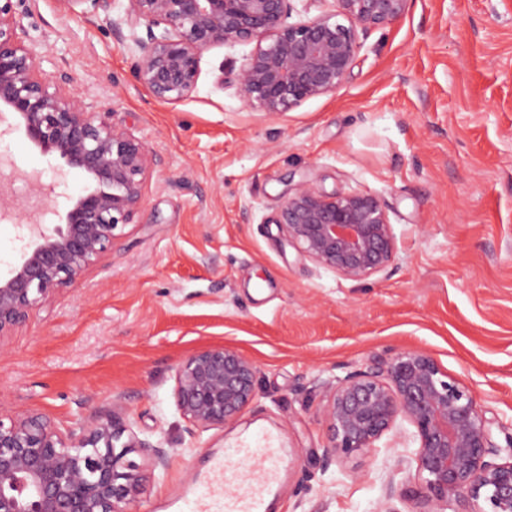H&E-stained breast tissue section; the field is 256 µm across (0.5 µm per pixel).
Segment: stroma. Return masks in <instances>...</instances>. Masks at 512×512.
I'll return each mask as SVG.
<instances>
[{
	"mask_svg": "<svg viewBox=\"0 0 512 512\" xmlns=\"http://www.w3.org/2000/svg\"><path fill=\"white\" fill-rule=\"evenodd\" d=\"M23 19L47 77L142 140L154 160L144 206L82 279L0 338V416L37 412L61 431L116 417L169 451L131 512H179L186 485L226 447L276 438L288 458L273 512H422L408 424L368 454L325 453L322 380L423 350L512 432V0H411L369 31L335 93L269 117L233 83L252 47L205 51L195 92L153 98L132 76L131 43L104 17L27 0ZM0 157L20 173L0 220V276L37 218V184L57 158L16 131ZM383 202L398 252L348 280L280 234L288 188ZM214 344L258 368L234 425L192 430L174 398L177 364Z\"/></svg>",
	"mask_w": 512,
	"mask_h": 512,
	"instance_id": "1",
	"label": "stroma"
}]
</instances>
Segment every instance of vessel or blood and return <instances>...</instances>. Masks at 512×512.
Wrapping results in <instances>:
<instances>
[{
    "mask_svg": "<svg viewBox=\"0 0 512 512\" xmlns=\"http://www.w3.org/2000/svg\"><path fill=\"white\" fill-rule=\"evenodd\" d=\"M233 453L251 462L260 474L247 492L233 494L224 488L225 461L211 460L203 479L192 483L182 500L188 512H267V501L278 488V477L286 460L279 449L271 447L242 446Z\"/></svg>",
    "mask_w": 512,
    "mask_h": 512,
    "instance_id": "1",
    "label": "vessel or blood"
}]
</instances>
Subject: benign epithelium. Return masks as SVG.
Returning <instances> with one entry per match:
<instances>
[{"mask_svg": "<svg viewBox=\"0 0 512 512\" xmlns=\"http://www.w3.org/2000/svg\"><path fill=\"white\" fill-rule=\"evenodd\" d=\"M26 0H0V108L11 111L27 139L64 166L49 187L65 185L64 168L83 171L94 187L70 200L61 224H28L27 242L10 276L0 278V337L78 282L110 252L118 230L134 223L144 203L152 158L123 126L89 112L61 73L49 80L26 43ZM65 13H104L112 31L128 28L136 46L135 78L157 100L191 96L200 58L215 46L252 43L236 75L240 97L266 114H280L336 92L360 48L359 33L400 22L410 0H336L337 10L291 23L292 0H127L110 17L112 0H58ZM145 25L147 39L136 35ZM5 128L16 126L0 113ZM289 243L317 265L349 280L385 271L397 239L384 204L361 191L328 192L304 178L288 190L277 220ZM257 367L223 345L201 348L175 369L174 394L197 431L235 421L256 394ZM321 416L328 452L349 458L376 448L405 422L426 512H443L450 496L483 500L488 512H512V433L494 438L495 421L470 391L419 350L392 354L365 372L324 381ZM149 456L163 474L167 449L139 438L116 419L62 433L47 416L0 417V512H129L144 475L129 459Z\"/></svg>", "mask_w": 512, "mask_h": 512, "instance_id": "1", "label": "benign epithelium"}]
</instances>
